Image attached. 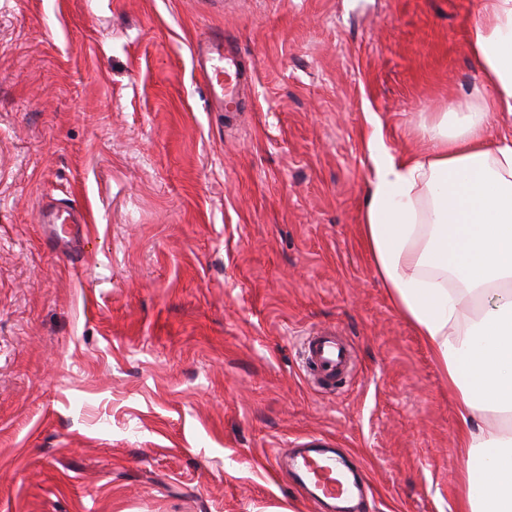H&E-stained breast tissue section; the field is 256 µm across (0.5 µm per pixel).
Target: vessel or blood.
<instances>
[{
	"label": "vessel or blood",
	"mask_w": 512,
	"mask_h": 512,
	"mask_svg": "<svg viewBox=\"0 0 512 512\" xmlns=\"http://www.w3.org/2000/svg\"><path fill=\"white\" fill-rule=\"evenodd\" d=\"M192 56L204 80L209 102L216 110L236 104L245 86L253 80L252 72L242 65L236 47L223 35L213 34L198 40ZM43 220L53 228L66 224V234L74 240L81 239L85 232L84 214L74 206L46 205ZM301 349L308 373L331 382L345 370L351 359L347 346L337 341L330 330L305 336ZM294 469L311 481L312 496L317 503L326 505L341 499L344 489L337 477L341 466L330 451L319 448L304 451L296 456Z\"/></svg>",
	"instance_id": "vessel-or-blood-1"
}]
</instances>
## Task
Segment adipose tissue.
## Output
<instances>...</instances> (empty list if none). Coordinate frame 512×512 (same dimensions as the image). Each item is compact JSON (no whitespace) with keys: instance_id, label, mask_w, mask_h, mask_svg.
Wrapping results in <instances>:
<instances>
[{"instance_id":"1","label":"adipose tissue","mask_w":512,"mask_h":512,"mask_svg":"<svg viewBox=\"0 0 512 512\" xmlns=\"http://www.w3.org/2000/svg\"><path fill=\"white\" fill-rule=\"evenodd\" d=\"M482 70L469 101L422 125L430 149L397 155L380 126L361 224L375 273L457 394L459 512H512V0L468 31Z\"/></svg>"}]
</instances>
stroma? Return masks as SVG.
<instances>
[{
  "instance_id": "1",
  "label": "stroma",
  "mask_w": 512,
  "mask_h": 512,
  "mask_svg": "<svg viewBox=\"0 0 512 512\" xmlns=\"http://www.w3.org/2000/svg\"><path fill=\"white\" fill-rule=\"evenodd\" d=\"M484 0H0V512H457L456 397L361 237L370 117L393 153L481 81ZM254 70L212 111L192 47ZM87 216L50 243L43 202ZM332 327L345 388L304 371ZM312 447L315 448H308L295 457V473L302 482L303 479L299 472H302L311 481L314 490H309L318 504L336 503V499H341L344 493L342 483L336 478L338 472L342 470L341 466L333 452L316 448L320 447L316 445Z\"/></svg>"
}]
</instances>
